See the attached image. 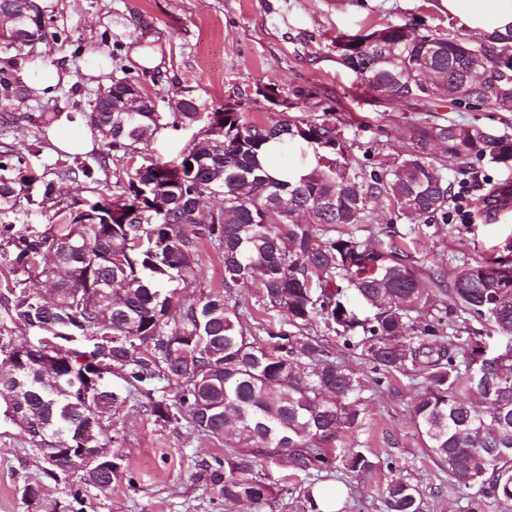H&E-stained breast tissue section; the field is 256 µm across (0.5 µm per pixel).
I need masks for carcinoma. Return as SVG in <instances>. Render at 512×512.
<instances>
[{"mask_svg":"<svg viewBox=\"0 0 512 512\" xmlns=\"http://www.w3.org/2000/svg\"><path fill=\"white\" fill-rule=\"evenodd\" d=\"M1 14L47 41L45 10L33 0H0ZM333 44L338 63L392 105L452 95L460 106L478 98L497 106L512 91V28L472 44L450 33L417 35L411 22L375 24L339 33ZM470 76L477 81L462 98L458 84ZM17 78L12 60L0 65L1 107L25 99ZM133 81L114 77L104 89L112 111L83 113L103 152L91 163L74 155L65 177L90 179L111 155L132 160L167 127L200 123L202 138L174 161L130 165L112 200L73 198L52 233L5 227L10 262L27 278L0 284V335L15 339L12 352L0 350V370L12 375L0 381V412L22 414L19 433L37 451L72 449L65 463L84 482L78 449L119 442L115 423L134 402L159 422H183L224 444V457L201 460L216 497L248 512L269 503L265 467L286 456L305 476L302 493L314 508L322 473L393 468L367 449L332 447L363 421L368 383L338 360L333 333L345 349H361L374 384L397 373L421 379L413 426L448 474V489L475 490L468 512H484L486 498L512 503V257L464 263L450 280L442 267L420 271L410 253L422 225L448 223L451 184L432 150L506 164L512 139L424 121L414 126L411 154L369 172L351 162L331 107L272 125L226 112L216 128L206 104L182 91L177 112L155 111L149 95L130 109L125 83ZM271 142L282 155L305 144L317 165L275 178ZM33 181L27 157L3 146L0 214L16 211ZM379 199L413 227L382 228L369 244L354 229L370 222ZM203 244L224 265L220 286L207 291L197 280ZM423 311L431 318L417 326L413 314ZM454 314L464 324L492 321L501 341L449 335ZM31 349L50 352L61 369L20 360ZM96 362L112 367L108 399L82 397L68 376L72 366L93 375ZM123 470L113 454L96 488H110ZM381 503L383 512L426 508L403 477L388 481Z\"/></svg>","mask_w":512,"mask_h":512,"instance_id":"carcinoma-1","label":"carcinoma"}]
</instances>
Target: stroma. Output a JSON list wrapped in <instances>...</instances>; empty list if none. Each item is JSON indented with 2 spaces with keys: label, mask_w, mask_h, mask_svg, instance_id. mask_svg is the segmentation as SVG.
Instances as JSON below:
<instances>
[{
  "label": "stroma",
  "mask_w": 512,
  "mask_h": 512,
  "mask_svg": "<svg viewBox=\"0 0 512 512\" xmlns=\"http://www.w3.org/2000/svg\"><path fill=\"white\" fill-rule=\"evenodd\" d=\"M56 38L24 48L26 61L40 60L69 75L66 85L51 95H28L13 105L10 124L0 123V141L29 153L35 169L56 177L51 205H23L21 222L38 230L52 229L58 212L74 195L97 200L99 190L118 195L116 177L123 161L109 159L97 172L93 188H78L60 177L69 155L53 141L65 133V124L45 127L43 113H81L99 91L88 84L83 69L89 54L107 56L112 64L103 81L130 75L140 78L148 94L167 111L174 93L188 90L211 107L239 104L251 121L273 124L284 114L319 115L317 91H325L334 107L331 115L356 162L371 170L392 165L413 148L412 126L422 116L439 124H468L494 135L512 137V108L482 106L464 109L452 98L422 104L416 101L387 104L360 77L336 61L331 38L383 22L414 21L417 34H467L441 0H41ZM146 49L157 61L142 68L131 58L134 49ZM287 100L274 105L271 94ZM198 127L160 130L142 146L146 159L172 160L192 146ZM451 185L461 179L477 181L475 203L467 218L434 224L422 235L414 263L423 270L453 268L460 260L489 261L512 249V211L496 218L477 208L478 201L502 184L512 185V166L487 161L466 164L438 151ZM417 390L399 375L376 391L364 394L365 415L351 433L341 435L340 448L362 445L380 457L392 458L395 469L381 468L336 481L323 475L321 493L342 489L344 497L363 501L362 512H381L380 494L392 477H404L418 486L427 512H465L472 492L449 491L448 477L426 456L411 422ZM117 450L124 457V472L111 489L84 491L86 512H235L214 498L200 479L199 449L220 450L217 442L199 436L186 424H161L136 404H129L120 423ZM43 462L19 431L0 421V512H61L76 489V479L55 481L44 476ZM274 496L259 512H311L301 492L300 476L288 460L269 467ZM39 483L40 500L26 506L21 488Z\"/></svg>",
  "instance_id": "stroma-1"
}]
</instances>
